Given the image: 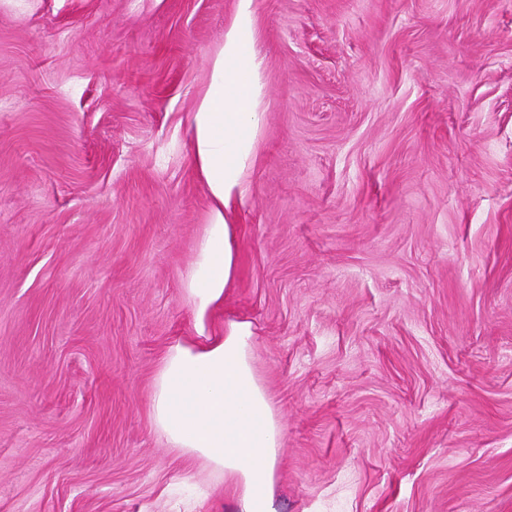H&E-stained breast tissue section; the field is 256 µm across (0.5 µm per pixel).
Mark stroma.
<instances>
[{"label":"stroma","mask_w":512,"mask_h":512,"mask_svg":"<svg viewBox=\"0 0 512 512\" xmlns=\"http://www.w3.org/2000/svg\"><path fill=\"white\" fill-rule=\"evenodd\" d=\"M238 0H0V512H233L150 419ZM236 282L280 512H512V0H253Z\"/></svg>","instance_id":"35a3bbf8"}]
</instances>
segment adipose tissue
<instances>
[{"label":"adipose tissue","instance_id":"ef3b65f1","mask_svg":"<svg viewBox=\"0 0 512 512\" xmlns=\"http://www.w3.org/2000/svg\"><path fill=\"white\" fill-rule=\"evenodd\" d=\"M253 0H238L223 46L210 60L206 93L188 116L190 153L210 202L208 224L183 278L194 336L174 340L153 379L150 416L157 436L224 477L236 512H279L282 429L252 362L250 322L210 326L238 275L239 238L227 212L248 191L260 133L256 110L263 60L255 48Z\"/></svg>","mask_w":512,"mask_h":512}]
</instances>
